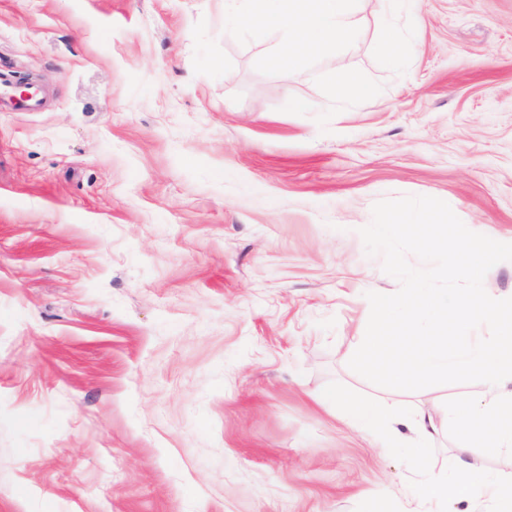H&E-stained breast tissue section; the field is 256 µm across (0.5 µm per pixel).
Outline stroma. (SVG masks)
I'll list each match as a JSON object with an SVG mask.
<instances>
[{"mask_svg":"<svg viewBox=\"0 0 512 512\" xmlns=\"http://www.w3.org/2000/svg\"><path fill=\"white\" fill-rule=\"evenodd\" d=\"M383 0L344 53L273 71L244 0H0V512H437L404 448L350 427L341 390L435 417L483 383L402 391L348 362L366 292L397 279L360 228L382 199L446 202L512 240V0ZM308 103L289 111L286 100ZM402 46V39L395 27L391 24L384 22L381 26L379 33L378 48L384 59L391 63L393 62Z\"/></svg>","mask_w":512,"mask_h":512,"instance_id":"stroma-1","label":"stroma"}]
</instances>
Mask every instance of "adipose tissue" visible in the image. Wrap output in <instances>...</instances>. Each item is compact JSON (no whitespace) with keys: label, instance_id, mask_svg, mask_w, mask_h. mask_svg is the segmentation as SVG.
I'll use <instances>...</instances> for the list:
<instances>
[{"label":"adipose tissue","instance_id":"ef3b65f1","mask_svg":"<svg viewBox=\"0 0 512 512\" xmlns=\"http://www.w3.org/2000/svg\"><path fill=\"white\" fill-rule=\"evenodd\" d=\"M245 16L248 24L275 31L280 39L266 57L273 69L296 66L303 57L324 59L331 73L337 76V94L341 97L368 98L374 87L370 80L348 67L340 51L355 31L357 0H247ZM326 401L344 403L351 426L360 434L384 444H398L399 438L392 424L407 423L413 430L426 433L424 414L406 413L385 400H357L345 402L340 391L326 393ZM448 478L426 474L422 484L423 497L435 503L448 498H492L501 506L512 504V485L497 476L481 473L460 456L448 459Z\"/></svg>","mask_w":512,"mask_h":512}]
</instances>
